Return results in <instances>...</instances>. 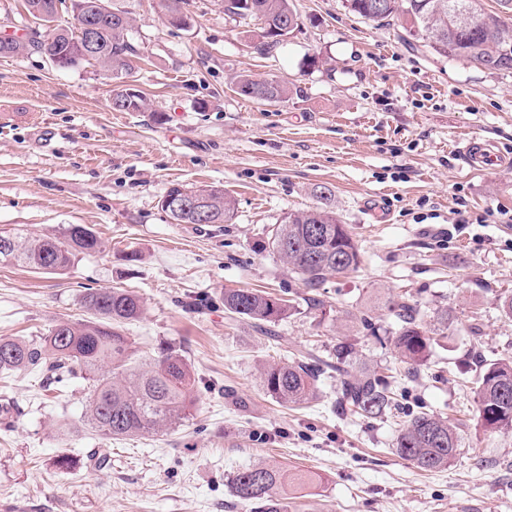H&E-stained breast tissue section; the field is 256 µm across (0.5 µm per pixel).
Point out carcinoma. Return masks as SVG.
I'll return each mask as SVG.
<instances>
[{
    "instance_id": "carcinoma-1",
    "label": "carcinoma",
    "mask_w": 512,
    "mask_h": 512,
    "mask_svg": "<svg viewBox=\"0 0 512 512\" xmlns=\"http://www.w3.org/2000/svg\"><path fill=\"white\" fill-rule=\"evenodd\" d=\"M180 0H155L164 21L185 28L189 18L181 11ZM352 12L377 23L401 16L409 35L423 41L436 54L464 59L492 72L512 73V25L481 12L478 0H344ZM42 5L44 22L54 21L56 0H24L27 12ZM106 0H74L73 7L101 15L96 32L98 51L92 61L115 83L112 109L144 112L147 99L132 95L125 84L129 75L128 58L136 50L130 40L132 21L125 12L104 8ZM224 15L260 22L256 45L264 54L282 43V34H291L300 25L291 0H221ZM81 38L76 30L55 27L44 40L10 42L0 38V55H19L32 48L44 54L51 51L72 68L86 61L80 52ZM237 92L245 97L265 95L276 103L288 98V84L276 78L253 79L241 76ZM320 205L286 213L275 232L276 255L288 271L299 276L309 290V304H321L317 290L331 273L345 274L361 263L360 249L348 225L331 205L332 191L325 185L314 189ZM166 194H185L204 201L202 212L175 215L176 224H228L234 217V202L223 188L215 185L188 187L171 185ZM0 241L9 243L0 250V265H25L46 274H63L81 253L105 250L93 231L82 224H70L61 232L30 240L20 232L0 231ZM224 310L264 328L286 318L291 301L269 293L226 288ZM83 306L91 320L55 321L47 335L37 341L0 338V372L37 370L43 379L60 382L64 376L90 381L84 414L85 425L106 440L146 437L173 430L186 418L193 403L195 378L191 365L180 350L169 344L158 347V356L144 359L123 326L140 319L145 310L142 298L124 288H88ZM397 329L391 341L407 373H418L427 362L434 338L425 334L417 304L409 299L388 305ZM354 347L343 343L337 349L336 370L344 371L338 404L345 412L375 418L395 403L386 377L366 367H354ZM319 370L301 360L274 363L261 372L263 389L279 403L296 407L317 396ZM478 413L490 430H512V361L495 360L485 365L478 377ZM459 447L455 426L444 417L429 412L409 415L395 440L397 455L423 471L448 466ZM286 474L278 468L254 464L237 471L231 479L234 496L254 505V512H287L279 488Z\"/></svg>"
}]
</instances>
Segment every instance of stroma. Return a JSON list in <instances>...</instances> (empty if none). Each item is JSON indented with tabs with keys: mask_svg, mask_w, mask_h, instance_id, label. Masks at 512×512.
<instances>
[{
	"mask_svg": "<svg viewBox=\"0 0 512 512\" xmlns=\"http://www.w3.org/2000/svg\"><path fill=\"white\" fill-rule=\"evenodd\" d=\"M112 4L133 20L129 80L148 111L113 110L98 67L0 56V229L41 237L82 224L108 247L61 275L0 265V337L85 319V288L127 289L145 311L125 335L144 355L163 342L180 349L195 403L173 431L104 441L81 423L86 381L44 387L27 369L0 378V512H250L230 479L257 463L309 476L288 490V512H512V430H485L476 394L482 366L512 358V316L500 306L512 294V228L485 219L512 210V165L476 171L460 153L476 137L512 158V74L437 55L402 21L377 25L343 0H294L301 26L267 55L256 21L225 16L219 0H185V28L167 26L153 0ZM242 74L292 92L259 104L235 91ZM173 183L221 186L232 223H173L160 207ZM321 184L363 261L329 275L313 310L302 282L258 244L284 213L317 206ZM130 251L139 263L123 261ZM227 288L285 292L293 309L271 338L225 313ZM202 295L211 306L193 308ZM401 295L417 302L427 334L448 314L428 363L397 384L401 409L457 427L455 459L431 472L397 455L395 412L337 409L336 374L297 409L259 377L306 351L334 358L343 342L363 366H397L385 303ZM365 315L384 339L363 330ZM103 447L112 453L101 466ZM61 455L76 468H58Z\"/></svg>",
	"mask_w": 512,
	"mask_h": 512,
	"instance_id": "35a3bbf8",
	"label": "stroma"
}]
</instances>
